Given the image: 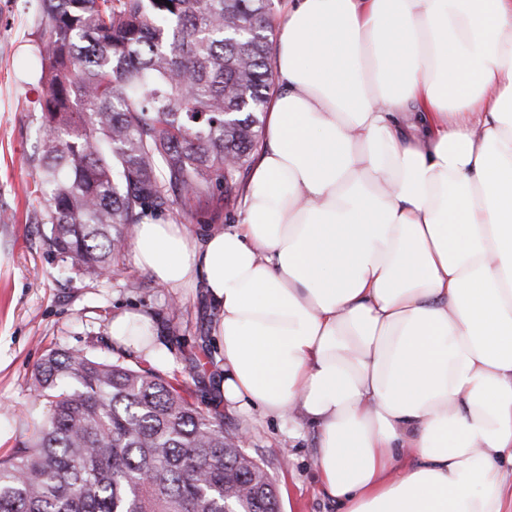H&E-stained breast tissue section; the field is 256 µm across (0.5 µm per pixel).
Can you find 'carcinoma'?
<instances>
[{"label": "carcinoma", "instance_id": "cac0c4a2", "mask_svg": "<svg viewBox=\"0 0 512 512\" xmlns=\"http://www.w3.org/2000/svg\"><path fill=\"white\" fill-rule=\"evenodd\" d=\"M41 0L38 173L72 279L124 263L135 225L233 183L274 91L275 0ZM49 417L0 461V512H279L267 466L153 369L52 349Z\"/></svg>", "mask_w": 512, "mask_h": 512}]
</instances>
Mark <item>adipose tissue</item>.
I'll return each mask as SVG.
<instances>
[{
    "label": "adipose tissue",
    "instance_id": "obj_1",
    "mask_svg": "<svg viewBox=\"0 0 512 512\" xmlns=\"http://www.w3.org/2000/svg\"><path fill=\"white\" fill-rule=\"evenodd\" d=\"M236 224L147 218L226 407L312 428L342 512H512V0H288ZM112 339L154 362L150 317Z\"/></svg>",
    "mask_w": 512,
    "mask_h": 512
}]
</instances>
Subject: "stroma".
<instances>
[{
	"label": "stroma",
	"mask_w": 512,
	"mask_h": 512,
	"mask_svg": "<svg viewBox=\"0 0 512 512\" xmlns=\"http://www.w3.org/2000/svg\"><path fill=\"white\" fill-rule=\"evenodd\" d=\"M40 0H0V459L12 456L28 430L48 412L30 393L28 381L53 348L81 350L137 368L143 361L112 342V318L136 311L154 321L169 352L155 368L188 399L215 408L212 377L217 350L211 331L218 314L200 287L173 289L133 261L97 281L69 280L44 243L40 222L44 200L37 190L40 169L38 99L40 65L32 33ZM223 187L210 190L188 210L171 205L154 217L176 218L202 236L235 223L239 202L224 200ZM135 287H127V280ZM224 428L246 434L247 451L267 465L276 483L280 512H339L325 497L315 468L317 436L297 434L265 422L248 426L234 412Z\"/></svg>",
	"instance_id": "stroma-1"
}]
</instances>
